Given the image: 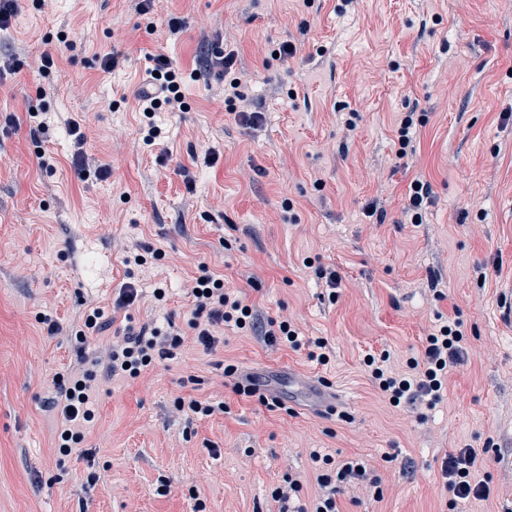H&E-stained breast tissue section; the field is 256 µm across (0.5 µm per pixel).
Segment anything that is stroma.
<instances>
[{
	"label": "stroma",
	"instance_id": "1",
	"mask_svg": "<svg viewBox=\"0 0 512 512\" xmlns=\"http://www.w3.org/2000/svg\"><path fill=\"white\" fill-rule=\"evenodd\" d=\"M339 2L154 0L145 18L135 0H47L0 36V512H192L198 500L205 512H277L287 473L304 480L301 503L314 499L315 451L361 459L383 479V499L343 495L341 512H512V320L501 308L512 282V0H357L344 15ZM172 15L184 20L175 34ZM57 35L59 71L45 78L37 62ZM216 40L250 83L256 125L238 123L207 69ZM284 42L296 54L272 59ZM111 52L124 62L108 74ZM151 54L187 73L189 109L161 113L166 136L147 147L134 96ZM34 110L47 124L35 141ZM408 115L419 127L401 158ZM73 121L106 179L76 176ZM40 150L54 170L39 168ZM417 179L433 194L413 224L404 208ZM144 245L165 259L128 274L124 257ZM310 260L336 269V301ZM202 264L261 316L326 339L330 362L226 327L216 351L187 347L136 379L98 367L95 419L60 455L45 390L77 356L69 337L45 338L36 313L72 328L80 299L107 308L111 328L85 345L93 360L127 322L185 325ZM129 279L137 300L113 310ZM452 318L466 354L440 400L421 415L392 406L364 357L388 354V369L404 371ZM224 363L265 378L285 410L236 394ZM324 378L342 415L320 409L313 384ZM181 396L228 411L180 413ZM488 441L492 496L448 510L445 457Z\"/></svg>",
	"mask_w": 512,
	"mask_h": 512
}]
</instances>
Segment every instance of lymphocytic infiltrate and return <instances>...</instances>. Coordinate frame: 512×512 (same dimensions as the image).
<instances>
[{
    "label": "lymphocytic infiltrate",
    "mask_w": 512,
    "mask_h": 512,
    "mask_svg": "<svg viewBox=\"0 0 512 512\" xmlns=\"http://www.w3.org/2000/svg\"><path fill=\"white\" fill-rule=\"evenodd\" d=\"M150 62L152 75L146 88L137 93L142 110L150 114L143 129V142L148 146L154 145L163 135L162 128L153 118L154 113L182 111L187 107L182 91L185 76L165 56H151ZM191 287L192 317L187 329L193 331L195 342L204 350L211 352L216 349L217 340L213 334L216 326L231 324L237 329L263 336L265 342L272 346L282 343L290 344L295 349L308 346L309 358L322 364L327 362L325 339L301 341L295 336L293 322L287 318L259 320L254 307L226 293L218 276L212 274L208 267H201ZM184 330L172 321L164 327L126 326L122 336L104 349L100 361L110 373L122 372L132 378L138 377L152 365L155 358L175 357L184 343ZM462 339L459 324L455 321L442 326L438 334L429 336L422 358L409 362L410 369L417 372L413 378L387 374L379 359L372 356L366 358L365 364L388 399L410 407L424 404L430 406L438 398L445 369L463 359ZM91 380V370L79 365L73 368L71 375L53 378L47 389V404L58 408L69 424L68 429L60 435L61 454H69L74 445L82 442L83 434L78 426L92 421L94 417L88 394ZM484 462V451L476 448H458L449 452L442 463L441 475L452 499L490 498L493 489L489 482L474 478L475 472L481 469ZM317 484L319 491L312 509L301 507L294 511L290 508V501L301 492L303 482L297 476L286 477L284 486L276 488L272 493L274 501L279 504L278 512H339L337 499L347 492L366 494L377 499L383 496L380 478L367 469L364 462L354 458L337 462L330 457H323Z\"/></svg>",
    "instance_id": "obj_1"
}]
</instances>
